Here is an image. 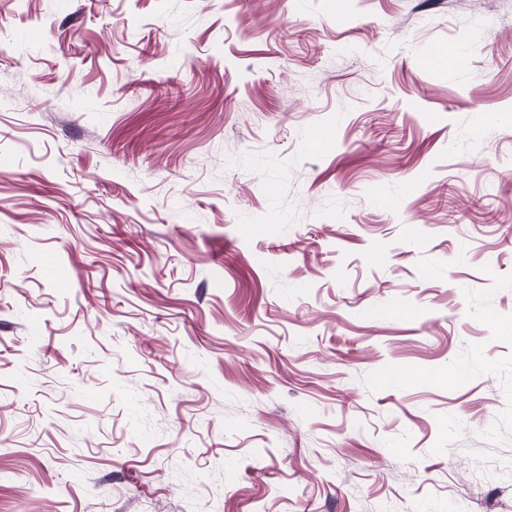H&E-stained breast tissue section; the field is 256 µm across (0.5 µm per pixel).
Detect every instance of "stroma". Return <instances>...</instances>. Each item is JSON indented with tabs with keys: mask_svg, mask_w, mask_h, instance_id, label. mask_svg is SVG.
I'll use <instances>...</instances> for the list:
<instances>
[{
	"mask_svg": "<svg viewBox=\"0 0 512 512\" xmlns=\"http://www.w3.org/2000/svg\"><path fill=\"white\" fill-rule=\"evenodd\" d=\"M0 512H512V0H0Z\"/></svg>",
	"mask_w": 512,
	"mask_h": 512,
	"instance_id": "35a3bbf8",
	"label": "stroma"
}]
</instances>
